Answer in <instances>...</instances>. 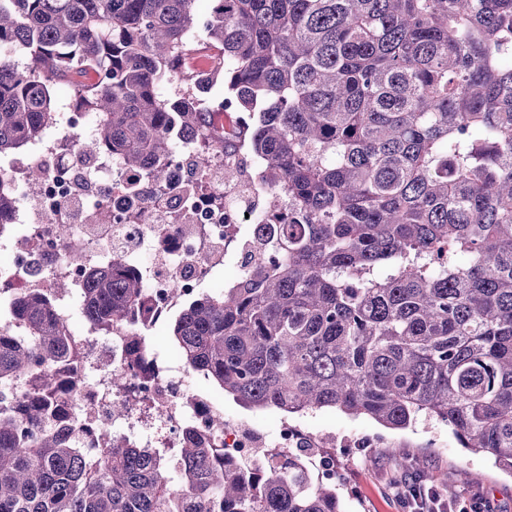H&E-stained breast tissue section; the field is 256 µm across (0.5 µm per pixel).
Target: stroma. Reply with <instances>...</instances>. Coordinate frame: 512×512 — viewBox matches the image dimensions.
<instances>
[{"instance_id": "35a3bbf8", "label": "stroma", "mask_w": 512, "mask_h": 512, "mask_svg": "<svg viewBox=\"0 0 512 512\" xmlns=\"http://www.w3.org/2000/svg\"><path fill=\"white\" fill-rule=\"evenodd\" d=\"M305 421L311 430L330 435L324 453L344 471L338 492L345 512H399L392 486L415 474L400 468L398 461L417 455L428 459L418 474L426 483L452 487L461 497L483 494L500 512H512V474L490 458L462 448L442 423L422 416L407 429L393 430L334 410L307 415Z\"/></svg>"}]
</instances>
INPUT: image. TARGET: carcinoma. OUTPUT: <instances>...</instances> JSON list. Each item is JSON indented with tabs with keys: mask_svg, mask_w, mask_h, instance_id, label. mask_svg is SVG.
<instances>
[{
	"mask_svg": "<svg viewBox=\"0 0 512 512\" xmlns=\"http://www.w3.org/2000/svg\"><path fill=\"white\" fill-rule=\"evenodd\" d=\"M0 0V155L38 140L52 88L99 116L86 153L150 180L175 136L224 107L262 160L272 251L162 322L188 369L247 410L337 409L390 429L425 414L512 473V0ZM199 41L190 45L188 37ZM18 49L24 67L6 50ZM224 83L212 101L192 63ZM99 332L142 298L118 268L81 289ZM0 512H343L306 453L224 461L189 431L170 456L43 422L72 394L83 343L51 294L0 301ZM147 364V332L130 336Z\"/></svg>",
	"mask_w": 512,
	"mask_h": 512,
	"instance_id": "cac0c4a2",
	"label": "carcinoma"
}]
</instances>
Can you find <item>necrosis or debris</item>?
I'll use <instances>...</instances> for the list:
<instances>
[{
  "mask_svg": "<svg viewBox=\"0 0 512 512\" xmlns=\"http://www.w3.org/2000/svg\"><path fill=\"white\" fill-rule=\"evenodd\" d=\"M97 124L91 112L70 113L63 124L50 120L43 137L0 170L13 200L0 222V253L8 257L0 263V291L50 292L64 280L78 288L91 272L120 267L144 282L136 322L145 326L209 288L224 266L240 275L246 254L262 255L270 217L262 212L265 190L253 177V157L219 145L207 149L201 138L182 134L166 180L147 182L112 154L81 156L78 144ZM34 167L43 170V180L27 181ZM229 167L242 171L233 186L224 183ZM106 204L112 221L103 224L98 216ZM63 225L69 237L59 235ZM57 311L65 335L84 343V379L65 414L50 423L68 428L77 441L116 425L137 444L151 439L176 448L194 429L222 438L226 457L255 466L275 450L301 446L318 455L323 438L304 421L284 418L267 431L225 416L218 396L197 393V377L179 356L140 372L125 360L124 331L97 336L78 297L60 295ZM117 406L124 410L118 425L112 421Z\"/></svg>",
  "mask_w": 512,
  "mask_h": 512,
  "instance_id": "4bbe7bcc",
  "label": "necrosis or debris"
}]
</instances>
